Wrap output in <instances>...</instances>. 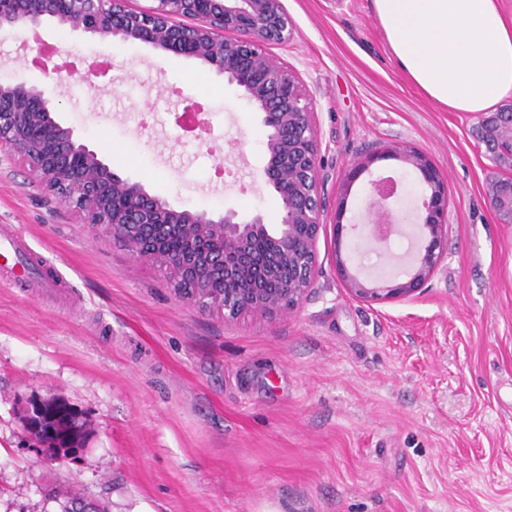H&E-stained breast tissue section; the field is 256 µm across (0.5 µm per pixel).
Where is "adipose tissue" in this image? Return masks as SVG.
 <instances>
[{
	"label": "adipose tissue",
	"instance_id": "1",
	"mask_svg": "<svg viewBox=\"0 0 512 512\" xmlns=\"http://www.w3.org/2000/svg\"><path fill=\"white\" fill-rule=\"evenodd\" d=\"M390 53L431 100L481 113L512 94V20L499 0H370Z\"/></svg>",
	"mask_w": 512,
	"mask_h": 512
}]
</instances>
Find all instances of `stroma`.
<instances>
[{
	"mask_svg": "<svg viewBox=\"0 0 512 512\" xmlns=\"http://www.w3.org/2000/svg\"><path fill=\"white\" fill-rule=\"evenodd\" d=\"M292 23L273 59L313 97L326 207L319 275L298 308L228 323L177 300L135 260L0 156V226L19 232L59 294L0 282V512H58L40 490L76 486L109 512H512V218L491 204L511 175L475 135L481 117L425 99L393 60L369 0H282ZM52 47L45 68L33 47ZM109 62L122 82L64 78L56 119L120 175L191 210L280 221L259 115L199 60L143 43L100 42L47 18L0 31V82L41 85L46 69ZM200 103L212 132L183 135L173 110ZM384 148L428 155L448 181L447 251L409 297L365 302L334 265L397 255L371 241L368 182L392 176L403 234L421 177ZM54 399L86 423L83 458L46 461L24 428L29 400Z\"/></svg>",
	"mask_w": 512,
	"mask_h": 512,
	"instance_id": "35a3bbf8",
	"label": "stroma"
}]
</instances>
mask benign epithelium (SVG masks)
<instances>
[{"instance_id":"1","label":"benign epithelium","mask_w":512,"mask_h":512,"mask_svg":"<svg viewBox=\"0 0 512 512\" xmlns=\"http://www.w3.org/2000/svg\"><path fill=\"white\" fill-rule=\"evenodd\" d=\"M134 10L127 0H0V29L38 27L54 18L73 31L108 42H141L162 54L197 59L236 86L261 115L266 162L261 171L281 201V222L270 226L255 213L220 214L187 210L149 194L145 187L114 172L98 152L74 139L58 122L57 79L41 86L0 84V153L21 158L42 189L77 210L85 223L125 246L133 258L164 272L179 301L231 322L246 314L273 318L296 308L315 285L316 243L321 214L319 144L310 94L296 73L275 61L268 45L290 40L291 26L282 0H153ZM185 19H194L189 26ZM396 159L423 178L416 226L422 249L406 280L361 277L342 253L346 197L336 205L335 266L345 287L369 301L402 299L435 272L447 241L448 181L424 153L384 149L357 163L350 179L372 164ZM365 215L394 216L392 183H369ZM263 239L275 264L265 288L253 273V243ZM213 280L224 289L209 288Z\"/></svg>"}]
</instances>
